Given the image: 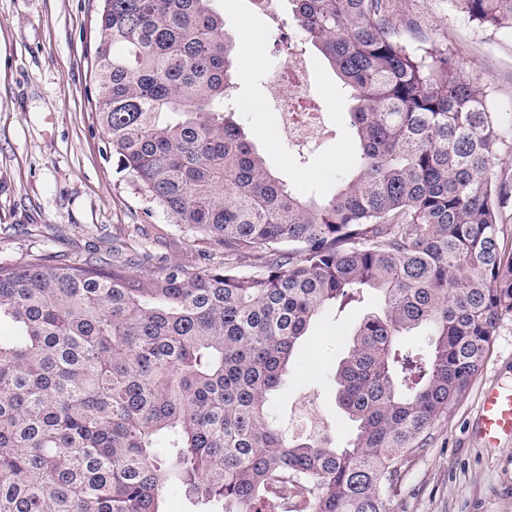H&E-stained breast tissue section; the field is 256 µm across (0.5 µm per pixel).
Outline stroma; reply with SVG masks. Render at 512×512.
Listing matches in <instances>:
<instances>
[{
  "instance_id": "35a3bbf8",
  "label": "stroma",
  "mask_w": 512,
  "mask_h": 512,
  "mask_svg": "<svg viewBox=\"0 0 512 512\" xmlns=\"http://www.w3.org/2000/svg\"><path fill=\"white\" fill-rule=\"evenodd\" d=\"M101 0H0V262L29 254L69 263L88 254L111 255L113 240L131 225L157 224L165 236L148 246L138 273L181 262L197 249L195 235L168 223L118 173L96 125L86 90L100 40ZM279 26H269L250 0H215L224 28L241 39L251 28L260 65L235 71L228 104L237 112L268 168L301 196H328L352 175L357 143L347 129L350 101L327 65L310 74L309 89L322 111L316 144L292 146L267 88L294 22L288 0H278ZM398 40L462 56L500 111L512 114V30L469 22L450 0H396L391 17ZM379 309L375 296L338 317L319 315L309 326L277 403L290 436L311 431L310 420L330 423L337 446L353 435L335 404L333 372L363 318ZM512 381V314L499 321L478 374L431 428L423 451L401 457L400 487L391 512H512V439L495 448L474 434L483 391Z\"/></svg>"
}]
</instances>
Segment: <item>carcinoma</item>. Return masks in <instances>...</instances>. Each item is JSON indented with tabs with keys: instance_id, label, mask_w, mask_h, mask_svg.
Here are the masks:
<instances>
[{
	"instance_id": "1",
	"label": "carcinoma",
	"mask_w": 512,
	"mask_h": 512,
	"mask_svg": "<svg viewBox=\"0 0 512 512\" xmlns=\"http://www.w3.org/2000/svg\"><path fill=\"white\" fill-rule=\"evenodd\" d=\"M97 122L117 170L197 254L151 275L119 255L0 263V512H388L398 458L470 386L512 313V118L464 61L394 38L390 0H289L354 105V173L328 197L267 168L225 101L232 39L214 0H108ZM512 30V0H452ZM262 250L263 264L246 268ZM382 308L351 333L343 448L274 412L321 313ZM430 336L422 353L399 337Z\"/></svg>"
}]
</instances>
